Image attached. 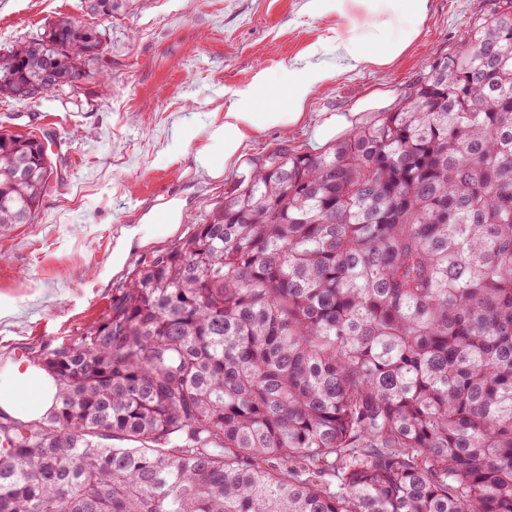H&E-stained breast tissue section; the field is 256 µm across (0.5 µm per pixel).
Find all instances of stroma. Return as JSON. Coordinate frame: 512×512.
Masks as SVG:
<instances>
[{
	"label": "stroma",
	"mask_w": 512,
	"mask_h": 512,
	"mask_svg": "<svg viewBox=\"0 0 512 512\" xmlns=\"http://www.w3.org/2000/svg\"><path fill=\"white\" fill-rule=\"evenodd\" d=\"M78 0H0V47L51 22L77 16ZM493 0H427L420 34L395 62L336 75L315 87L292 130L262 128L240 167L212 179L197 166L189 131L222 124L256 76L257 104L279 105L305 67L333 61L338 33L363 29L362 7L346 17L314 13L310 0H139L134 11L97 18L104 58L88 71L107 84L83 82L34 103L0 99V128L49 136L63 180L32 223L0 235V370L25 347L79 334L99 319L112 291L150 252L189 237L255 160L275 148L316 151L313 134L331 112L354 111L374 92L388 110L436 56L465 46L470 23ZM172 198L186 202L175 235H157L120 270L112 249L123 226Z\"/></svg>",
	"instance_id": "obj_1"
}]
</instances>
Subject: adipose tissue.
<instances>
[{"instance_id":"obj_1","label":"adipose tissue","mask_w":512,"mask_h":512,"mask_svg":"<svg viewBox=\"0 0 512 512\" xmlns=\"http://www.w3.org/2000/svg\"><path fill=\"white\" fill-rule=\"evenodd\" d=\"M368 11L378 15L368 31L341 40L332 64L309 65L305 77L288 89V108L255 110L233 106L224 114V122L211 128L195 152V160L212 179H221L226 169L234 167L243 156V147L261 128L284 130L297 126L304 118L307 97L316 84L333 80L336 74L373 66H383L399 59L412 38L419 34L417 23L425 14L426 0H360ZM411 17L415 25L406 37L397 39L390 32L396 14ZM185 217V203L173 199L160 212L145 214L139 223L122 228L112 251V267L120 269L130 251L150 244L157 232L174 233ZM57 389L51 377L26 363L9 365L0 372V409L26 421L39 420L51 407Z\"/></svg>"}]
</instances>
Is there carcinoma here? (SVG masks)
Returning a JSON list of instances; mask_svg holds the SVG:
<instances>
[{"label": "carcinoma", "mask_w": 512, "mask_h": 512, "mask_svg": "<svg viewBox=\"0 0 512 512\" xmlns=\"http://www.w3.org/2000/svg\"><path fill=\"white\" fill-rule=\"evenodd\" d=\"M95 25L0 50V97L94 77ZM48 145L0 129V233ZM24 357L0 512H512V0L324 151L277 148L104 315Z\"/></svg>", "instance_id": "cac0c4a2"}]
</instances>
